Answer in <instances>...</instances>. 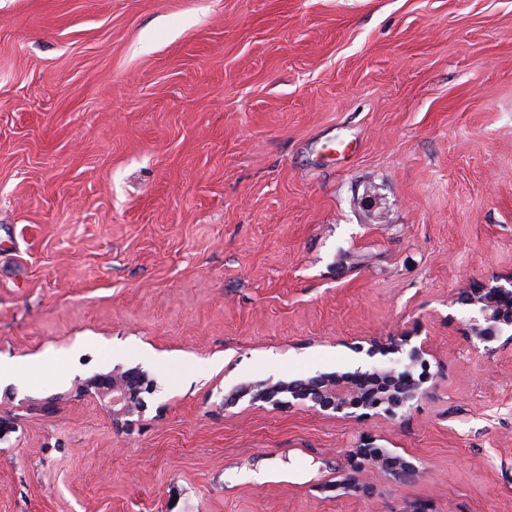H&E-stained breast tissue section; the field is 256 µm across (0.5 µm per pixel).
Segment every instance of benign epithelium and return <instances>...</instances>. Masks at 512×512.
<instances>
[{
	"label": "benign epithelium",
	"instance_id": "1",
	"mask_svg": "<svg viewBox=\"0 0 512 512\" xmlns=\"http://www.w3.org/2000/svg\"><path fill=\"white\" fill-rule=\"evenodd\" d=\"M452 302L468 311L462 324L463 337L475 348L494 356L512 348V276L494 283H474L453 295ZM357 354L354 369L341 373H316L300 379H272L234 388L223 397L224 408L241 399L257 407L279 408L301 402L308 408L338 418L363 421L373 416L397 420L417 408L435 380L416 374V368L437 359L428 338L388 336ZM155 380L140 367L119 366L77 380V393L98 402L112 416L113 424L132 427L148 407L147 398L156 392ZM384 474L389 480L406 484L423 477L412 461L375 442L361 443L351 450L349 468L339 471L335 489L351 495H371L370 478Z\"/></svg>",
	"mask_w": 512,
	"mask_h": 512
}]
</instances>
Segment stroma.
I'll list each match as a JSON object with an SVG mask.
<instances>
[{
    "mask_svg": "<svg viewBox=\"0 0 512 512\" xmlns=\"http://www.w3.org/2000/svg\"><path fill=\"white\" fill-rule=\"evenodd\" d=\"M512 0H0V512H512ZM431 340L402 419L240 401ZM138 366L130 429L76 378ZM375 439L422 467L333 490ZM501 280L473 283L452 297V302L468 311L461 329L463 337L474 348L481 346L487 356L508 347L512 351V276L503 279L504 283Z\"/></svg>",
    "mask_w": 512,
    "mask_h": 512,
    "instance_id": "obj_1",
    "label": "stroma"
}]
</instances>
